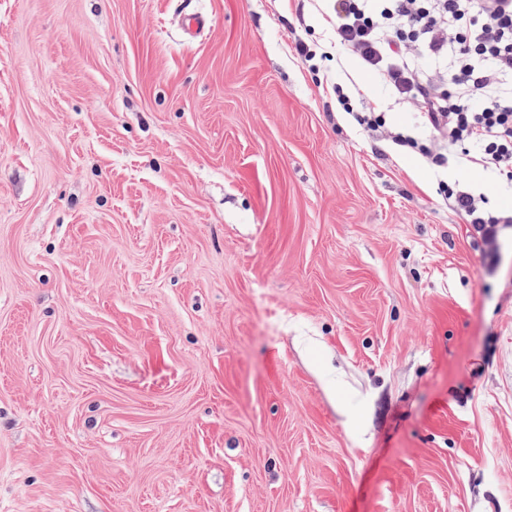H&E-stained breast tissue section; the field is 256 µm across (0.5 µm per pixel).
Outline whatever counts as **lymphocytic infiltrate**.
Listing matches in <instances>:
<instances>
[{
    "mask_svg": "<svg viewBox=\"0 0 512 512\" xmlns=\"http://www.w3.org/2000/svg\"><path fill=\"white\" fill-rule=\"evenodd\" d=\"M336 48L419 114L449 158L512 183V0H327ZM448 204L485 233L512 223L462 184Z\"/></svg>",
    "mask_w": 512,
    "mask_h": 512,
    "instance_id": "1",
    "label": "lymphocytic infiltrate"
}]
</instances>
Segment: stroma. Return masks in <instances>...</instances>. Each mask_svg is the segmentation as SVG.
<instances>
[{"label": "stroma", "mask_w": 512, "mask_h": 512, "mask_svg": "<svg viewBox=\"0 0 512 512\" xmlns=\"http://www.w3.org/2000/svg\"><path fill=\"white\" fill-rule=\"evenodd\" d=\"M333 41L0 0V512H512V229L439 186L512 187L363 131L333 83L429 136ZM448 204L466 224H474L486 234H493L499 224L512 223V207L510 210L491 208L484 196L475 195L460 183L448 184Z\"/></svg>", "instance_id": "obj_1"}]
</instances>
